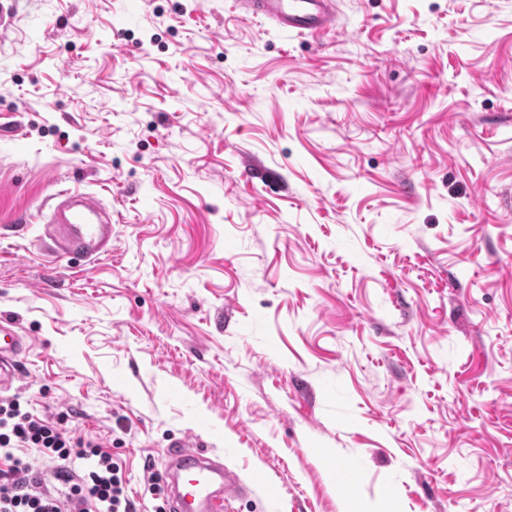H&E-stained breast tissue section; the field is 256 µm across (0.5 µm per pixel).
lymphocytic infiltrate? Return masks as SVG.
Listing matches in <instances>:
<instances>
[{"instance_id":"1","label":"lymphocytic infiltrate","mask_w":512,"mask_h":512,"mask_svg":"<svg viewBox=\"0 0 512 512\" xmlns=\"http://www.w3.org/2000/svg\"><path fill=\"white\" fill-rule=\"evenodd\" d=\"M52 469L56 487H44L28 454ZM81 469H74V462ZM0 512H138L126 477L110 452L94 441L0 398Z\"/></svg>"}]
</instances>
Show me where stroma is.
<instances>
[{"label":"stroma","instance_id":"stroma-1","mask_svg":"<svg viewBox=\"0 0 512 512\" xmlns=\"http://www.w3.org/2000/svg\"><path fill=\"white\" fill-rule=\"evenodd\" d=\"M15 2L21 403L144 512L183 438L244 484L227 512H512V0H337L320 41L237 0ZM75 188L111 257H43Z\"/></svg>","mask_w":512,"mask_h":512}]
</instances>
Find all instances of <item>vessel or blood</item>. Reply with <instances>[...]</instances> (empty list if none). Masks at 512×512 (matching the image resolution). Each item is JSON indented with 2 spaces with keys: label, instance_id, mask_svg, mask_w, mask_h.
Masks as SVG:
<instances>
[{
  "label": "vessel or blood",
  "instance_id": "1",
  "mask_svg": "<svg viewBox=\"0 0 512 512\" xmlns=\"http://www.w3.org/2000/svg\"><path fill=\"white\" fill-rule=\"evenodd\" d=\"M247 12L281 29L318 39L335 27L334 0H245ZM41 247L58 256L76 255L89 261L112 252V214L91 193L65 190L57 194L50 227L39 236ZM23 337L0 324V394L21 377ZM169 512H224L226 500L242 489L237 474L205 451L179 441L167 453Z\"/></svg>",
  "mask_w": 512,
  "mask_h": 512
}]
</instances>
